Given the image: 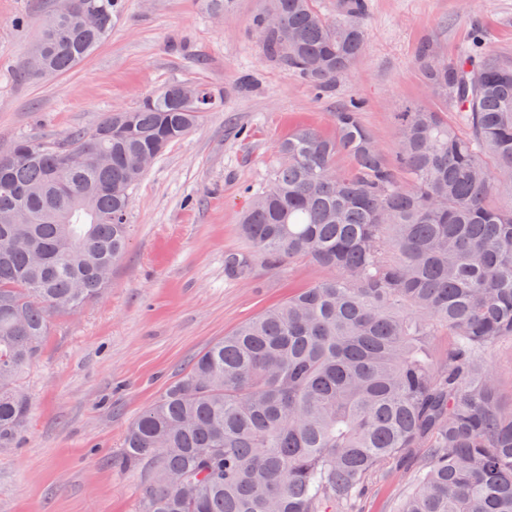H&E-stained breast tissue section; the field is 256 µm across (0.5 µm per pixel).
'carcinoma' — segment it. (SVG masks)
<instances>
[{"label":"carcinoma","instance_id":"cac0c4a2","mask_svg":"<svg viewBox=\"0 0 512 512\" xmlns=\"http://www.w3.org/2000/svg\"><path fill=\"white\" fill-rule=\"evenodd\" d=\"M89 26L54 6L29 54L53 76L87 58L125 0H78ZM366 0H263L252 23L266 54L322 90L365 44ZM420 65L443 107L397 113L389 159L360 103L335 113L336 136L299 128L278 148L240 231L270 266L306 258L327 276L240 324L129 426L123 460L139 474V512H354L375 478L417 461L396 512H512V403L489 350L512 339V65L466 46ZM116 110L65 142L20 140L0 154V444L26 425L18 384L53 313L108 287L130 236L131 189L187 136L216 94L167 91ZM82 153L54 164L62 146ZM347 155L348 169L336 167ZM252 255H224L246 280ZM444 328L454 349L437 363Z\"/></svg>","mask_w":512,"mask_h":512}]
</instances>
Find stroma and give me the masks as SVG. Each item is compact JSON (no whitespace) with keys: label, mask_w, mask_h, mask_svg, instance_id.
<instances>
[{"label":"stroma","mask_w":512,"mask_h":512,"mask_svg":"<svg viewBox=\"0 0 512 512\" xmlns=\"http://www.w3.org/2000/svg\"><path fill=\"white\" fill-rule=\"evenodd\" d=\"M51 5L0 0V153L23 137L64 140L170 83L218 96L131 191L129 244L104 294L52 315L20 380L28 423L0 445V512H137L140 481L121 463L127 426L201 351L324 275L302 258L255 261L245 281L224 275L226 253L250 250L238 224L251 192L269 183L280 141L302 127L333 134L336 109L356 100L394 156L395 112L437 103L421 47L451 61L476 40L512 63V0H368L362 55L321 93L266 56L252 26L260 0L220 10L212 0H126L91 56L51 78H21ZM405 482L371 481L358 512H394Z\"/></svg>","instance_id":"stroma-1"}]
</instances>
